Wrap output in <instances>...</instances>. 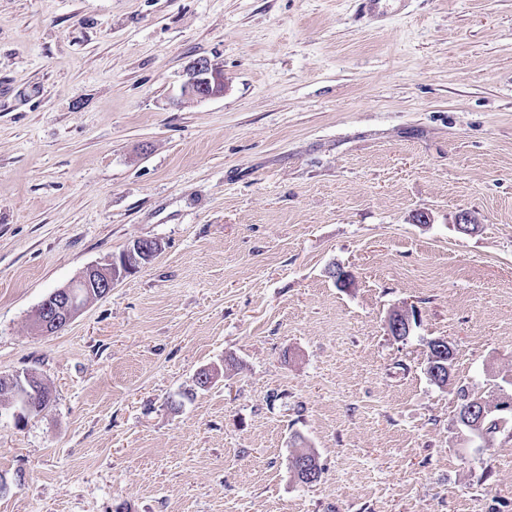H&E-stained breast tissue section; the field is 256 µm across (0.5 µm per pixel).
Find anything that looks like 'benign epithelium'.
<instances>
[{"instance_id":"obj_1","label":"benign epithelium","mask_w":512,"mask_h":512,"mask_svg":"<svg viewBox=\"0 0 512 512\" xmlns=\"http://www.w3.org/2000/svg\"><path fill=\"white\" fill-rule=\"evenodd\" d=\"M185 93L196 100H206L216 97L224 92V78L212 67L205 58L195 60L187 70V79L184 84ZM155 255V246L149 240H138L128 247L121 255L112 258L103 266L91 265L82 274L79 284H70L52 292L36 310L33 327L39 334H53L70 324L82 309L77 301L73 287L79 286L97 298L106 296L114 284L127 274L148 263ZM412 325L411 312L396 310L386 321L387 334L397 340L410 335ZM452 359V349L448 341L440 338L431 341L429 346V376L434 382L444 385L448 380L449 362ZM10 382L16 395L18 410L16 418L24 420L30 414L33 406L30 403V389L40 387L41 379L31 373L18 375ZM492 409L477 397L474 406L465 410L466 428L476 433L481 428L484 416ZM293 477L300 483L315 482L320 478V472L314 463L305 457L294 456L290 462Z\"/></svg>"}]
</instances>
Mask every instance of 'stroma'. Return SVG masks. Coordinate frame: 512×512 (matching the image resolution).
Wrapping results in <instances>:
<instances>
[{"label":"stroma","instance_id":"stroma-1","mask_svg":"<svg viewBox=\"0 0 512 512\" xmlns=\"http://www.w3.org/2000/svg\"><path fill=\"white\" fill-rule=\"evenodd\" d=\"M198 58L223 95L184 94ZM27 372L52 401L0 406V512H512V418L472 437L456 397L512 392V0H0V377ZM156 254L151 240H138L118 257H112L103 266L91 265L82 274L79 283L70 284L52 292L38 307L34 315L33 327L39 334H53L70 324L82 309L77 301L75 290L85 288L89 296L105 297L114 284L127 274L148 263ZM411 312L408 310H396L393 311L386 321V330L389 336L397 340L404 339L409 336L412 325ZM428 348V361H431L428 374L434 382L444 385L448 380V362L452 359V349L448 346V341L443 338L432 340ZM308 458L293 456L290 462V469L293 477L300 483L315 482L320 478V472Z\"/></svg>","mask_w":512,"mask_h":512}]
</instances>
